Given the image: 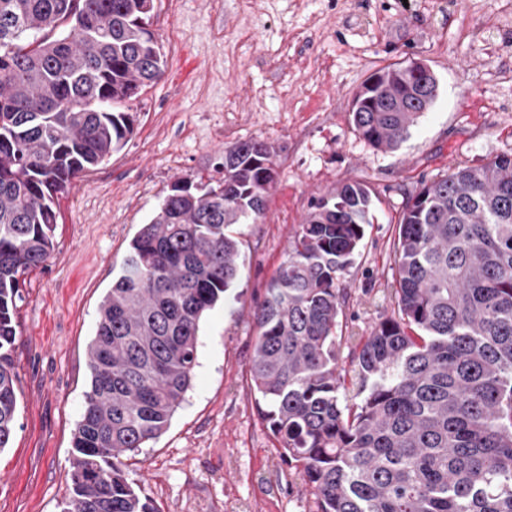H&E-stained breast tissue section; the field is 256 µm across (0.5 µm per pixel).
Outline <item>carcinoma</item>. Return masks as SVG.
<instances>
[{
	"instance_id": "1",
	"label": "carcinoma",
	"mask_w": 512,
	"mask_h": 512,
	"mask_svg": "<svg viewBox=\"0 0 512 512\" xmlns=\"http://www.w3.org/2000/svg\"><path fill=\"white\" fill-rule=\"evenodd\" d=\"M154 0H0V452L17 398L11 352L25 276L54 249L55 199L123 149L121 110L164 72ZM353 98L357 134L393 149L437 97L394 63ZM271 147L224 148V179L175 181L130 240L88 344L89 390L63 512H158L122 458L185 400L200 324L238 279L230 226L257 223ZM399 221L397 310L339 363L341 279L370 223V190L315 199L257 306L251 379L317 512H512V154L423 183ZM360 404L341 406L347 373Z\"/></svg>"
}]
</instances>
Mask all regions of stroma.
Masks as SVG:
<instances>
[{"label": "stroma", "mask_w": 512, "mask_h": 512, "mask_svg": "<svg viewBox=\"0 0 512 512\" xmlns=\"http://www.w3.org/2000/svg\"><path fill=\"white\" fill-rule=\"evenodd\" d=\"M151 29L164 74L131 101L128 144L59 197L54 251L17 302L0 512H60L88 344L129 241L176 180L216 183L225 146L248 139L271 146L276 177L264 217L235 227L237 296L202 321L186 399L126 474L158 512H315L251 385L253 311L311 201L359 182L370 222L343 276L337 333L365 336L392 315L409 196L450 168L512 154V0H156ZM413 58L438 80L435 103L398 148L374 149L352 125L353 95Z\"/></svg>", "instance_id": "35a3bbf8"}]
</instances>
